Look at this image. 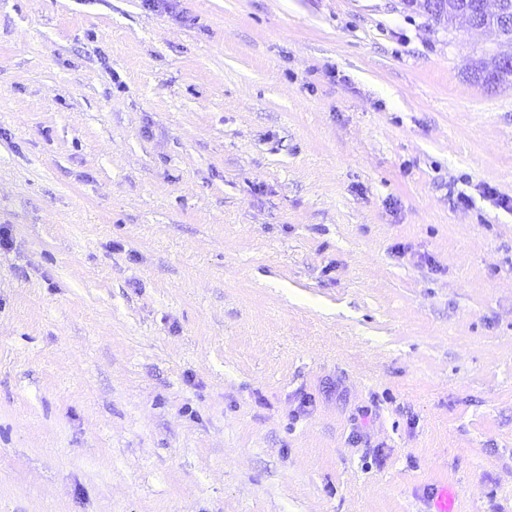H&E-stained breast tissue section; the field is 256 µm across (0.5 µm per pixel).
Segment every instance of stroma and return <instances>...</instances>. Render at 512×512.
Here are the masks:
<instances>
[{"label":"stroma","instance_id":"35a3bbf8","mask_svg":"<svg viewBox=\"0 0 512 512\" xmlns=\"http://www.w3.org/2000/svg\"><path fill=\"white\" fill-rule=\"evenodd\" d=\"M507 49L0 0V512H512Z\"/></svg>","mask_w":512,"mask_h":512}]
</instances>
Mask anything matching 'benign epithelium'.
Instances as JSON below:
<instances>
[{
    "label": "benign epithelium",
    "mask_w": 512,
    "mask_h": 512,
    "mask_svg": "<svg viewBox=\"0 0 512 512\" xmlns=\"http://www.w3.org/2000/svg\"><path fill=\"white\" fill-rule=\"evenodd\" d=\"M429 19L462 20L471 29L499 32L512 22V0H402Z\"/></svg>",
    "instance_id": "benign-epithelium-1"
}]
</instances>
